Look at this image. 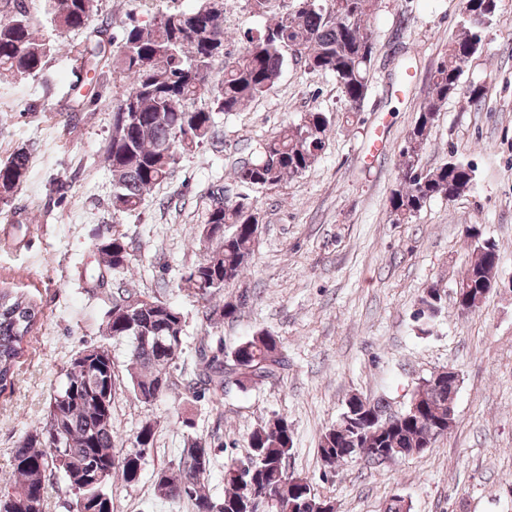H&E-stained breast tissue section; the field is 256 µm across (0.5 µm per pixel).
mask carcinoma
<instances>
[{
    "instance_id": "cac0c4a2",
    "label": "carcinoma",
    "mask_w": 512,
    "mask_h": 512,
    "mask_svg": "<svg viewBox=\"0 0 512 512\" xmlns=\"http://www.w3.org/2000/svg\"><path fill=\"white\" fill-rule=\"evenodd\" d=\"M256 16L273 15L272 22L246 33V42L224 66L219 82L211 77L212 63L224 57V8L212 0H198L190 9L164 12L153 20L131 24L119 43L110 34L112 16L102 12L100 0H0V75L24 81L39 74L53 51L52 40L37 35L51 29L55 35L82 30L86 40L78 50L83 67L95 77L112 70V130L105 161L112 173V213L132 216L145 205L149 192L166 182L176 164L210 144L216 137L219 115L239 112L268 94L290 61L311 72L329 74L343 94L349 115L360 111L369 90L370 71L377 46L372 26L382 0H295L282 9L277 0H248ZM498 0H461L459 34L431 69L428 95L399 151L397 185L388 199L392 223L416 217L427 202H452L473 189L472 170L450 159L426 168L421 155L429 143L440 108L460 94L468 53L479 49L481 28L471 17L495 16ZM332 126V116L312 109L272 133L254 159L234 168L245 186L266 187L300 176L321 157ZM29 154L17 149L0 165V200L21 190ZM206 224L201 236L217 241L206 266L195 265L181 276V289L201 303L208 322L235 319L248 296L216 300L224 288L239 280L254 253L257 225L262 216L256 204L224 198V187L211 189ZM98 279L107 271L129 269L134 257L126 236L115 226L98 229ZM469 262L461 281L482 287L493 265L488 256L495 244L468 240ZM443 296L420 299L419 317L430 321L441 313ZM43 316L37 303L0 288V391L13 384L15 368L25 355L29 337ZM187 318L176 306L157 296L127 288L112 297L105 335L127 342L129 378L115 373L109 350L94 346L92 360L81 365L70 360L64 381L53 391L39 425L26 431L11 450L12 478L0 485V512H44L47 484L59 475L71 499L68 512H113L109 483L139 481L147 451L154 447L157 422L142 421L131 444L117 438L112 426L114 400L129 392L151 406L180 387L186 397L205 400L219 409L231 386L255 389L288 368L282 339L260 331L231 352L200 340L188 376L177 379L185 350ZM110 386L108 404L99 400ZM420 415L388 427L374 421L353 431L330 427L319 438L318 455L324 471L338 475L354 459L350 449L368 459L386 448L399 457L423 452L430 442L448 434V385L429 377L420 387ZM293 443V427L278 416L249 437L253 467L237 475L236 462L225 466L224 497L214 498L205 481L212 442L190 436L176 468L163 467L154 476L157 497L186 501L193 512H241L250 493L274 500V512H320L321 497L301 503L302 483L287 474L285 460Z\"/></svg>"
}]
</instances>
